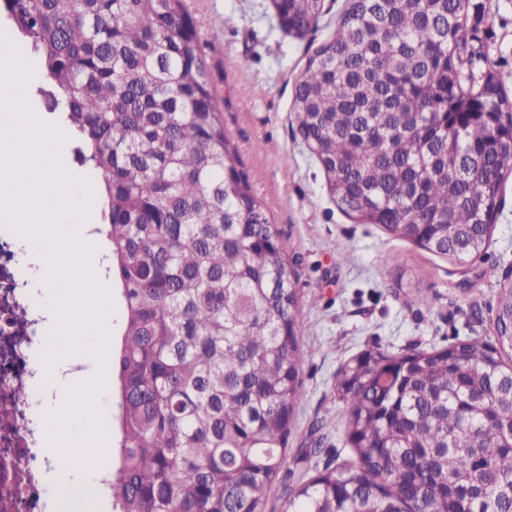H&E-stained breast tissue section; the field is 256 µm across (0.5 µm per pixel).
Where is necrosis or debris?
<instances>
[{
	"label": "necrosis or debris",
	"instance_id": "obj_1",
	"mask_svg": "<svg viewBox=\"0 0 512 512\" xmlns=\"http://www.w3.org/2000/svg\"><path fill=\"white\" fill-rule=\"evenodd\" d=\"M26 277L10 237L0 234V512H52L43 476L65 465L44 452L27 402L41 390L36 355L46 318Z\"/></svg>",
	"mask_w": 512,
	"mask_h": 512
}]
</instances>
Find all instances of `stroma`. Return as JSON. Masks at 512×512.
Returning a JSON list of instances; mask_svg holds the SVG:
<instances>
[{
    "label": "stroma",
    "mask_w": 512,
    "mask_h": 512,
    "mask_svg": "<svg viewBox=\"0 0 512 512\" xmlns=\"http://www.w3.org/2000/svg\"><path fill=\"white\" fill-rule=\"evenodd\" d=\"M210 81L252 192L295 263L304 396L290 449L312 465L352 455L336 373L364 351L398 353L469 338L493 340L498 296L512 276V179L485 250L466 263L394 237L344 213L307 149L292 112L295 86L315 45L331 37L345 0H325L308 39L280 27L270 0H185ZM467 25L512 95V0H473ZM428 302H421L420 294Z\"/></svg>",
    "instance_id": "obj_1"
}]
</instances>
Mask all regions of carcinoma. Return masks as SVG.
Instances as JSON below:
<instances>
[{"label": "carcinoma", "mask_w": 512, "mask_h": 512, "mask_svg": "<svg viewBox=\"0 0 512 512\" xmlns=\"http://www.w3.org/2000/svg\"><path fill=\"white\" fill-rule=\"evenodd\" d=\"M470 0H346L295 88L342 211L441 256L485 248L512 177V99L474 77ZM304 39L325 0H271ZM101 181L111 512H512V283L479 338L341 367L354 456L288 462L304 396L296 271L251 191L184 0H3Z\"/></svg>", "instance_id": "1"}]
</instances>
